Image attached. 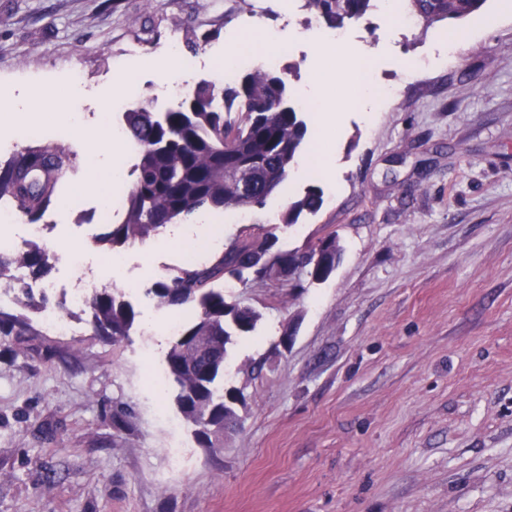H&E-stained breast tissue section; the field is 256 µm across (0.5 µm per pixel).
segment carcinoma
Instances as JSON below:
<instances>
[{
	"instance_id": "cac0c4a2",
	"label": "carcinoma",
	"mask_w": 512,
	"mask_h": 512,
	"mask_svg": "<svg viewBox=\"0 0 512 512\" xmlns=\"http://www.w3.org/2000/svg\"><path fill=\"white\" fill-rule=\"evenodd\" d=\"M305 7L326 25L339 29L366 14L372 0H304ZM485 0H411L426 20L458 21L479 10ZM127 137L136 145L133 181L124 197V219L106 225L97 243L111 251L142 240L169 224L188 220L202 210L262 207L289 178L303 149L308 126L295 107L287 72L259 67L233 83L202 79L174 108L157 111L149 103L124 113ZM72 163L53 145L24 148L0 171V199H11L20 212L37 222L51 203L56 183ZM323 205L314 187L288 204L284 225ZM277 235L240 231L209 264L189 262L169 278L155 282L149 293L158 305L193 311L173 336L166 354L168 376L176 385L175 402L196 426L207 448L224 447V431L238 423L241 393L224 388L228 350L238 338L256 330L261 313L229 300L215 283L249 269L253 279L268 281V271L283 272L310 261L318 250L334 257L342 252L330 233L302 248L278 250ZM22 269L26 276L15 271ZM52 270L47 250L35 244L20 252L0 251V281L8 280L24 296L21 309L0 310V336H23L29 326L25 311L45 310L46 296L35 298L30 282L43 281ZM85 312L93 335L118 342L136 321L130 302L112 289L97 290Z\"/></svg>"
}]
</instances>
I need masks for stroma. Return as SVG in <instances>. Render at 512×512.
Returning <instances> with one entry per match:
<instances>
[{
  "instance_id": "stroma-1",
  "label": "stroma",
  "mask_w": 512,
  "mask_h": 512,
  "mask_svg": "<svg viewBox=\"0 0 512 512\" xmlns=\"http://www.w3.org/2000/svg\"><path fill=\"white\" fill-rule=\"evenodd\" d=\"M344 29L369 61L374 93L361 100L339 55L312 87V36L334 30L303 0H269L256 17L242 0H0V167L43 88V140L76 157L43 244L82 247L87 274L137 313L115 345L81 310L71 335L33 312L30 335L0 339V512H512V0L413 26L372 8ZM189 33L187 91L216 79L231 49L255 48L243 74L268 41L288 44L280 66L308 106L304 160L264 207L199 212L191 238L161 231L115 248L105 268L101 201L125 192L135 162L110 154L111 127L143 102L172 107L144 60ZM119 74L127 92L114 99ZM323 91L347 102L329 131L313 106ZM311 186L322 209L282 226ZM271 227L284 249L336 231L344 254L298 295L224 281L262 318L227 358L224 384L245 402L216 454L162 378L163 332L187 315L148 290L184 267L187 247L208 263L239 230Z\"/></svg>"
}]
</instances>
